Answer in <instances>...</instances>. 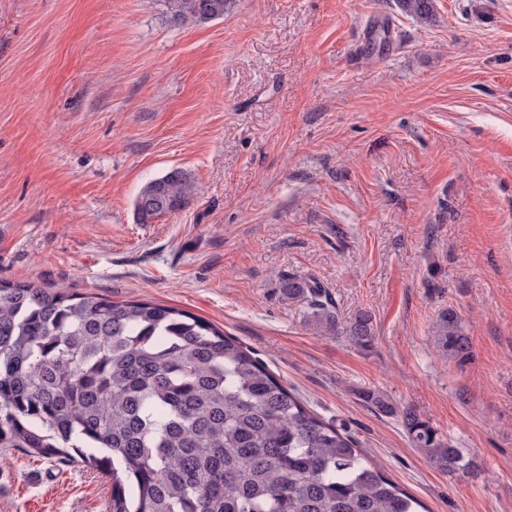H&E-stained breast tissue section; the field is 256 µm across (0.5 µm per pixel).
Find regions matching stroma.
<instances>
[{"label":"stroma","mask_w":512,"mask_h":512,"mask_svg":"<svg viewBox=\"0 0 512 512\" xmlns=\"http://www.w3.org/2000/svg\"><path fill=\"white\" fill-rule=\"evenodd\" d=\"M382 21L391 40L362 42ZM191 206L138 223L170 168ZM313 277L369 348L288 302ZM0 281L202 317L428 512H512V0H0ZM454 309L471 360L441 359ZM411 407L477 472L436 468ZM96 470L0 448V512H107ZM231 0H171V9L186 21L204 23L221 19L229 10ZM358 396L366 404L386 415L400 418L410 442L415 448L426 452L434 465L448 472L467 471L474 467L472 460L465 458L460 448H455L413 408H397L382 393L373 389H362Z\"/></svg>","instance_id":"35a3bbf8"}]
</instances>
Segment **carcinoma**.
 Returning <instances> with one entry per match:
<instances>
[{"mask_svg":"<svg viewBox=\"0 0 512 512\" xmlns=\"http://www.w3.org/2000/svg\"><path fill=\"white\" fill-rule=\"evenodd\" d=\"M419 19L432 0H401ZM231 0H170L177 17L221 19ZM197 186L173 168L148 181L137 220L187 209ZM325 334L367 348L371 314L346 319L312 278L282 286ZM439 356L466 364L457 313L434 326ZM358 396L400 418L410 442L448 472L474 467L415 409ZM0 448L93 467L112 480L109 512H428L235 338L188 311L112 302L65 287L0 282Z\"/></svg>","mask_w":512,"mask_h":512,"instance_id":"carcinoma-1","label":"carcinoma"}]
</instances>
